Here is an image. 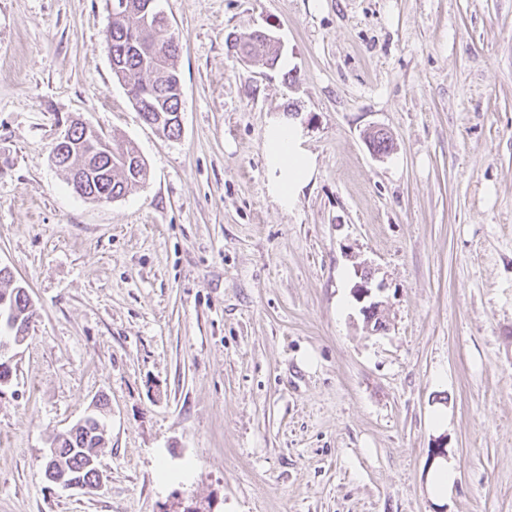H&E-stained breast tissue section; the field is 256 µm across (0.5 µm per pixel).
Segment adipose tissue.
Listing matches in <instances>:
<instances>
[{
	"label": "adipose tissue",
	"instance_id": "ef3b65f1",
	"mask_svg": "<svg viewBox=\"0 0 512 512\" xmlns=\"http://www.w3.org/2000/svg\"><path fill=\"white\" fill-rule=\"evenodd\" d=\"M263 139L267 192L282 209H292L316 172V158L306 146L302 126L288 118L269 121Z\"/></svg>",
	"mask_w": 512,
	"mask_h": 512
}]
</instances>
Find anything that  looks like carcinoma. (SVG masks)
I'll return each mask as SVG.
<instances>
[{"label": "carcinoma", "mask_w": 512, "mask_h": 512, "mask_svg": "<svg viewBox=\"0 0 512 512\" xmlns=\"http://www.w3.org/2000/svg\"><path fill=\"white\" fill-rule=\"evenodd\" d=\"M121 6L112 14L107 38L112 41V73L125 87L143 122L161 130L171 139L180 136L177 122L179 107L175 87L179 77L177 60L181 45L168 33L166 17H154L144 22L146 0H112ZM231 48L244 63L255 59L265 61L271 68L277 66L280 47L265 32H256L245 39H235ZM102 163L108 167V177L103 183L112 198H120L146 176V163L138 150L129 143L112 141V157ZM13 308L14 317L0 320V341L26 335L32 312L27 292L13 280L11 272L0 268V301ZM107 402L100 399L96 408L86 416V424L71 428L54 439L61 463L57 473L69 480L92 483L97 479L96 466L91 463L88 449L102 446L104 435L99 428L104 420L99 418Z\"/></svg>", "instance_id": "carcinoma-1"}]
</instances>
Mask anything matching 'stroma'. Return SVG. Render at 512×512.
<instances>
[{"label":"stroma","instance_id":"1","mask_svg":"<svg viewBox=\"0 0 512 512\" xmlns=\"http://www.w3.org/2000/svg\"><path fill=\"white\" fill-rule=\"evenodd\" d=\"M159 6L174 140L112 74L109 0H0V268L36 313L0 387V512H512V0ZM257 30L276 68L230 52ZM282 113L316 158L287 212L263 154ZM70 117L133 144L145 181L74 194L50 161ZM101 396V489L49 483Z\"/></svg>","mask_w":512,"mask_h":512}]
</instances>
